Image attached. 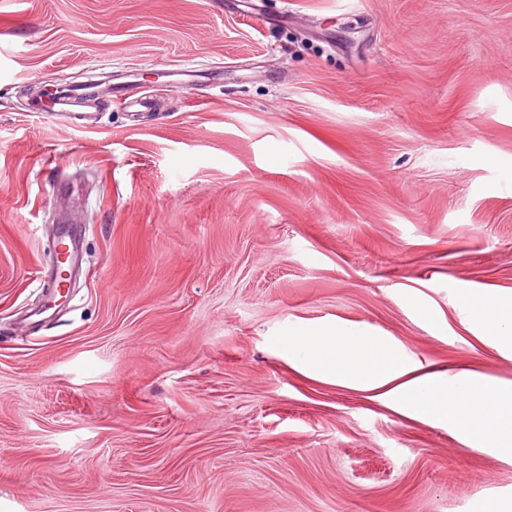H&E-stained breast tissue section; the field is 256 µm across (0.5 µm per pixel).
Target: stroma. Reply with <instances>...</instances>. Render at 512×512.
I'll list each match as a JSON object with an SVG mask.
<instances>
[{
  "instance_id": "stroma-1",
  "label": "stroma",
  "mask_w": 512,
  "mask_h": 512,
  "mask_svg": "<svg viewBox=\"0 0 512 512\" xmlns=\"http://www.w3.org/2000/svg\"><path fill=\"white\" fill-rule=\"evenodd\" d=\"M105 75L86 129L24 94ZM485 290L512 0H0V512H492L511 458L270 347L338 320L512 382ZM466 303L489 342L512 347V296L484 291L479 296L467 297Z\"/></svg>"
}]
</instances>
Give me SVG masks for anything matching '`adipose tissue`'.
Returning a JSON list of instances; mask_svg holds the SVG:
<instances>
[{"label": "adipose tissue", "mask_w": 512, "mask_h": 512, "mask_svg": "<svg viewBox=\"0 0 512 512\" xmlns=\"http://www.w3.org/2000/svg\"><path fill=\"white\" fill-rule=\"evenodd\" d=\"M466 303L489 342L512 347V296L486 291ZM274 347L309 377L370 393L406 418L455 428L512 455L511 383L408 358L388 337L340 323L289 328Z\"/></svg>", "instance_id": "ef3b65f1"}]
</instances>
